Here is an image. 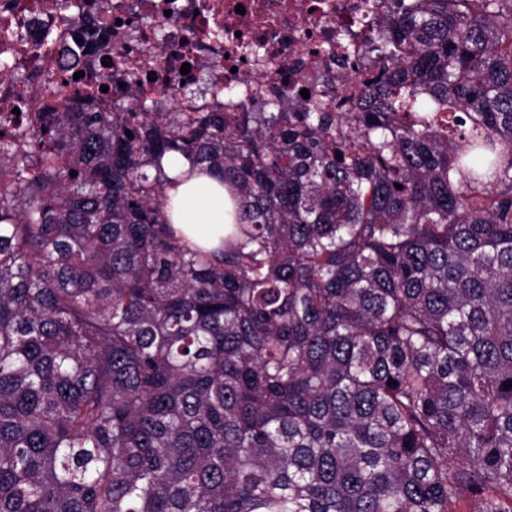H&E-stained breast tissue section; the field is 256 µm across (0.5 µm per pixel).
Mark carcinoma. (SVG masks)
Returning <instances> with one entry per match:
<instances>
[{
  "label": "carcinoma",
  "instance_id": "cac0c4a2",
  "mask_svg": "<svg viewBox=\"0 0 512 512\" xmlns=\"http://www.w3.org/2000/svg\"><path fill=\"white\" fill-rule=\"evenodd\" d=\"M366 7L346 112L0 130V512H512V0ZM163 165L175 181L166 190L172 204V223L197 246L205 250L221 248L224 240V187L217 176L188 174L182 157L166 156Z\"/></svg>",
  "mask_w": 512,
  "mask_h": 512
}]
</instances>
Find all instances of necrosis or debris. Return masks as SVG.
Returning <instances> with one entry per match:
<instances>
[{
	"instance_id": "4bbe7bcc",
	"label": "necrosis or debris",
	"mask_w": 512,
	"mask_h": 512,
	"mask_svg": "<svg viewBox=\"0 0 512 512\" xmlns=\"http://www.w3.org/2000/svg\"><path fill=\"white\" fill-rule=\"evenodd\" d=\"M94 19L111 24V53L127 64L128 78L74 51V31ZM379 21L365 0H0V61L9 66L0 80V121L26 128L39 112H106L113 101L158 100L203 79L224 95L190 101L194 112L244 111L258 88L288 105L302 103L306 86L347 98L336 38L359 41ZM158 54L164 67L154 62ZM89 84L103 93L75 98Z\"/></svg>"
}]
</instances>
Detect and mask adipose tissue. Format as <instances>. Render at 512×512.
<instances>
[{"label":"adipose tissue","instance_id":"obj_1","mask_svg":"<svg viewBox=\"0 0 512 512\" xmlns=\"http://www.w3.org/2000/svg\"><path fill=\"white\" fill-rule=\"evenodd\" d=\"M164 168L172 183L166 195L172 204L174 226L197 246L220 248L224 236V188L219 177L190 173L180 157H165Z\"/></svg>","mask_w":512,"mask_h":512}]
</instances>
